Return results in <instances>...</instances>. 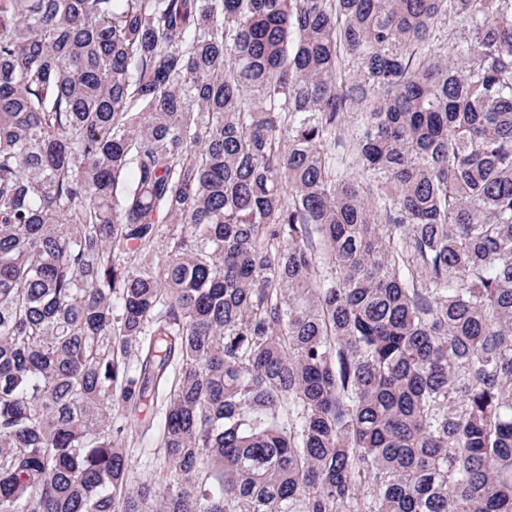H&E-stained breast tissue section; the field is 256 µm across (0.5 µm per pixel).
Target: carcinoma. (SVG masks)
Here are the masks:
<instances>
[{
  "label": "carcinoma",
  "instance_id": "1",
  "mask_svg": "<svg viewBox=\"0 0 512 512\" xmlns=\"http://www.w3.org/2000/svg\"><path fill=\"white\" fill-rule=\"evenodd\" d=\"M0 512H512V0H0Z\"/></svg>",
  "mask_w": 512,
  "mask_h": 512
}]
</instances>
